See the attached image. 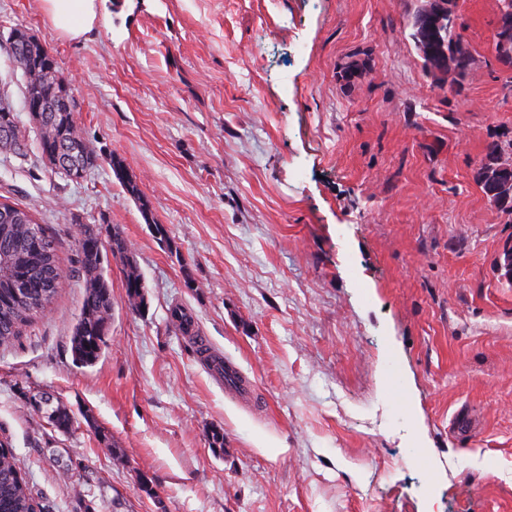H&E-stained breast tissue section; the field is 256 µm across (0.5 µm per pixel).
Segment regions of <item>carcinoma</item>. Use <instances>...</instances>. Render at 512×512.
<instances>
[{
    "label": "carcinoma",
    "mask_w": 512,
    "mask_h": 512,
    "mask_svg": "<svg viewBox=\"0 0 512 512\" xmlns=\"http://www.w3.org/2000/svg\"><path fill=\"white\" fill-rule=\"evenodd\" d=\"M412 37L430 71L445 57L450 72H463L470 65L469 49L453 26L441 34L415 26ZM495 50L500 61L512 65V36L505 39L495 33ZM11 55L24 74L25 91L35 87L41 97L40 115L28 116L29 125L37 132L41 161L50 169L55 167L53 153L58 144L64 142L76 150L83 167L92 169L101 155L75 126L73 113L60 111L61 101L72 98V91L59 66L44 67V62L52 58L46 45L40 41L30 42ZM4 107H13V102L3 90L0 92V127L10 131V139L0 141V147L5 153L24 157L26 126L18 113L4 112ZM501 150L497 144L490 147L487 161L478 172V182L488 198L512 215V182H501L494 177ZM110 164L130 196L140 199L136 183L125 175L121 162L112 156ZM105 248L125 267L124 288L129 303L136 309L145 306L143 277L122 235L100 224L80 225L75 272L85 292L73 327L71 353L73 361L82 367L93 366L102 358L112 317V283L106 278L103 266ZM65 277L56 245L34 214L18 204L0 201V346L11 344L50 307ZM32 408L62 433L68 432L73 424V414L55 396ZM0 512H49L48 507L34 497L29 479L17 466L10 444L0 449Z\"/></svg>",
    "instance_id": "carcinoma-1"
}]
</instances>
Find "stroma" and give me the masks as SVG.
Returning a JSON list of instances; mask_svg holds the SVG:
<instances>
[{
    "instance_id": "1",
    "label": "stroma",
    "mask_w": 512,
    "mask_h": 512,
    "mask_svg": "<svg viewBox=\"0 0 512 512\" xmlns=\"http://www.w3.org/2000/svg\"><path fill=\"white\" fill-rule=\"evenodd\" d=\"M417 6L104 0L71 39L42 0H0V87L22 109L7 39L26 29L102 155L77 183L37 151L0 155V197L36 214L67 270L79 225L118 226L145 282L132 309L105 258L95 366L71 355L73 276L0 347V439L50 512H512V216L477 180L491 144L512 158V65L495 51L499 0H455L471 66L437 80L411 37ZM177 308L194 336L172 327ZM200 336L254 403L212 375ZM44 392L72 410L68 433L31 407ZM67 453L83 466L65 476ZM214 369L224 373V387H227L242 399H251L253 397L251 382L241 375L239 369L233 363L228 361H224V364L217 363L214 365Z\"/></svg>"
}]
</instances>
